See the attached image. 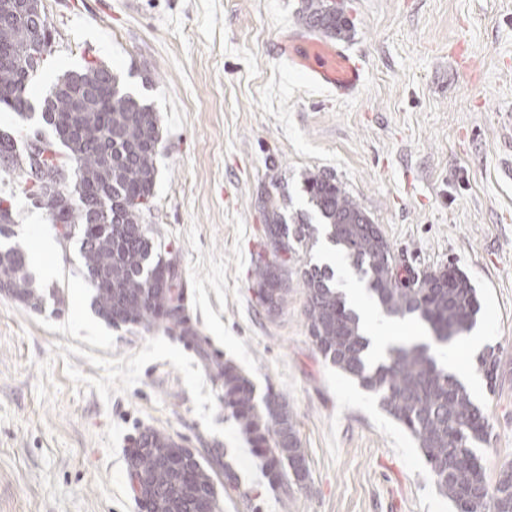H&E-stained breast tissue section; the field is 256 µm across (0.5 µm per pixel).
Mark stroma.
I'll list each match as a JSON object with an SVG mask.
<instances>
[{"instance_id": "stroma-1", "label": "stroma", "mask_w": 512, "mask_h": 512, "mask_svg": "<svg viewBox=\"0 0 512 512\" xmlns=\"http://www.w3.org/2000/svg\"><path fill=\"white\" fill-rule=\"evenodd\" d=\"M342 2L366 79L336 102L275 55L303 0H42L53 51L35 83L95 58L152 104L150 234L182 272L205 348L257 398L287 402L309 475L290 496L272 491L198 353L102 319L78 241L0 175L17 242L52 243L41 309L0 292V512H140L128 451L147 427L196 454L220 512H456L411 434L316 350L297 279L280 310L256 301L265 209L279 202L291 224L311 213L313 172L333 174L410 265L455 263L476 288L473 332L501 357L476 399L490 425L478 454L491 481L512 463V0Z\"/></svg>"}]
</instances>
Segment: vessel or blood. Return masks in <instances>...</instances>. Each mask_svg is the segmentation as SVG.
Wrapping results in <instances>:
<instances>
[{
	"instance_id": "obj_1",
	"label": "vessel or blood",
	"mask_w": 512,
	"mask_h": 512,
	"mask_svg": "<svg viewBox=\"0 0 512 512\" xmlns=\"http://www.w3.org/2000/svg\"><path fill=\"white\" fill-rule=\"evenodd\" d=\"M276 57L289 72L339 101L354 98L365 79L363 63L347 44L323 41L310 29L284 28Z\"/></svg>"
}]
</instances>
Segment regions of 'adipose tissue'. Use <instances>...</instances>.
<instances>
[{"label":"adipose tissue","instance_id":"obj_1","mask_svg":"<svg viewBox=\"0 0 512 512\" xmlns=\"http://www.w3.org/2000/svg\"><path fill=\"white\" fill-rule=\"evenodd\" d=\"M343 288L347 299L356 311L365 337L369 341L367 357L370 361H383L389 345L400 336H418L422 330L406 325L400 319L381 314L374 306L366 289L354 279H346Z\"/></svg>","mask_w":512,"mask_h":512}]
</instances>
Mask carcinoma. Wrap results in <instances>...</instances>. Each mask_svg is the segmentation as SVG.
I'll return each instance as SVG.
<instances>
[{
  "label": "carcinoma",
  "mask_w": 512,
  "mask_h": 512,
  "mask_svg": "<svg viewBox=\"0 0 512 512\" xmlns=\"http://www.w3.org/2000/svg\"><path fill=\"white\" fill-rule=\"evenodd\" d=\"M8 0H0V50L17 63L0 66V110L14 112L27 123L40 111L51 127L59 154L48 157L49 139L40 130L23 136L0 134V154L11 165L0 172L20 178L33 204L45 207L51 223L70 240L80 237V262L94 290L96 313L108 324L141 325L192 345L224 392V412L232 418L264 459L272 490L288 496L295 475L308 473L293 416L286 402L267 397L258 405L252 383L230 360H220L201 345L185 304L181 274L156 252L145 215L152 211L161 145L159 120L152 105L128 92L120 74L98 59L56 79L39 105L28 84L51 53V30L41 0L33 2L34 19L9 18ZM300 21L316 31L344 39L350 31L341 5L304 0ZM89 94L88 104L72 106L70 92ZM305 192L322 223L289 224L272 203L267 210L265 250L253 262L255 294L262 305L278 309L288 297L281 286L298 276L306 297L305 314L313 344L324 359L375 393L380 405L401 423L421 449L440 493L456 512H512V467L489 483L475 448L489 443V423L455 374L439 365L428 347L400 346L386 361L371 365L368 340L357 315L347 306L329 266L304 263L293 268L297 252L311 249L322 235L349 260L350 268L387 316H416L437 341L448 343L469 332L480 310L477 292L454 266L415 271L394 265L392 247L361 203L336 177L317 172L305 179ZM12 200L0 198V237L15 235ZM34 307L36 293L26 253L19 247L0 252V287ZM487 383H496L499 358L490 349L478 358ZM176 448L163 433L148 429L139 450L129 457L144 483L142 512H187L191 495L174 488L163 465ZM196 480L191 491H214L211 476L193 461Z\"/></svg>",
  "instance_id": "1"
}]
</instances>
